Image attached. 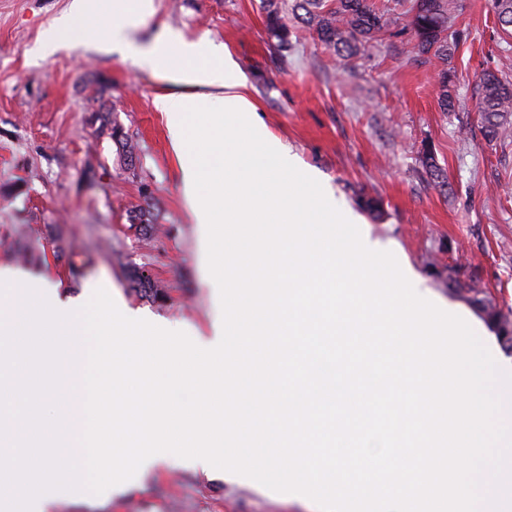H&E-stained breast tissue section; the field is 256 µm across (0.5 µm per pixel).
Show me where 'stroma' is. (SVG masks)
Returning <instances> with one entry per match:
<instances>
[{
  "label": "stroma",
  "mask_w": 512,
  "mask_h": 512,
  "mask_svg": "<svg viewBox=\"0 0 512 512\" xmlns=\"http://www.w3.org/2000/svg\"><path fill=\"white\" fill-rule=\"evenodd\" d=\"M70 0H0V267L48 280L60 301L87 303V283L113 288L130 309L159 325L208 337L222 316L205 285L199 227L187 208L165 119L152 104L157 84L117 53L92 47L40 56L41 33ZM143 30L209 34L235 59L268 130L372 238L408 260L420 288L454 308L479 338L484 322L449 295L435 269L487 288L512 308V137L483 136L477 82L483 70L512 80V37L492 0H463L452 20V59L461 105L442 111L437 72L409 35H382L355 58L324 49L300 23L279 48L266 31L262 0H155ZM137 146L134 170L98 132L96 113ZM430 149L448 177L439 188L421 162ZM381 202L368 210L364 197ZM146 210L149 243L130 217ZM148 270L167 300L142 298L130 271ZM53 512H319L276 492L255 493L173 458L125 497L64 500Z\"/></svg>",
  "instance_id": "35a3bbf8"
}]
</instances>
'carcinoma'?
I'll return each mask as SVG.
<instances>
[{"mask_svg": "<svg viewBox=\"0 0 512 512\" xmlns=\"http://www.w3.org/2000/svg\"><path fill=\"white\" fill-rule=\"evenodd\" d=\"M461 0H413L405 13V22L399 23L389 11L375 6L371 0H294L295 17L312 30L316 39L326 48L343 57H353L360 47L379 35L396 28V33H409L413 49L419 56L440 66V106L453 111L460 105L453 94L451 59L458 45V35L448 33L451 19ZM265 23L270 38L280 46L289 43L291 29L288 18L275 0H263ZM493 8L504 32L512 30V0H493ZM479 112L486 140L496 142L512 132V81L499 70L483 71L478 85ZM100 134L108 135L117 147V154L128 170L135 169V145L116 124L103 120ZM422 164L439 186L448 187L447 177L438 168L432 151H422ZM137 292L153 302L166 299L164 289L152 278L134 274ZM448 293L465 302L486 326L495 333L502 348L512 354V313L503 311L491 293L475 283H462L453 272H448Z\"/></svg>", "mask_w": 512, "mask_h": 512, "instance_id": "obj_1", "label": "carcinoma"}]
</instances>
